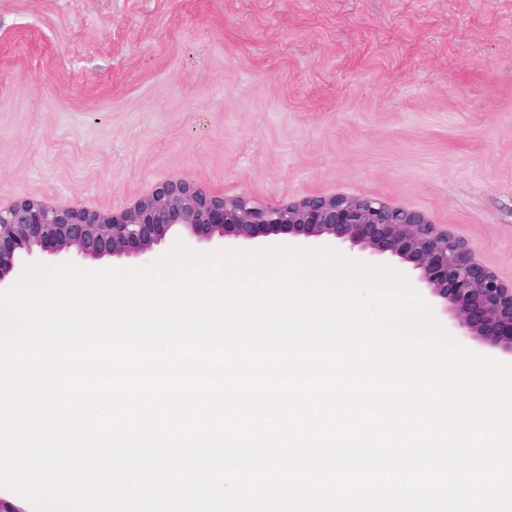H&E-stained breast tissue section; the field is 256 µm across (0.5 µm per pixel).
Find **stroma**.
Listing matches in <instances>:
<instances>
[{"label":"stroma","mask_w":512,"mask_h":512,"mask_svg":"<svg viewBox=\"0 0 512 512\" xmlns=\"http://www.w3.org/2000/svg\"><path fill=\"white\" fill-rule=\"evenodd\" d=\"M179 177L414 208L512 283V0H0V206Z\"/></svg>","instance_id":"obj_1"}]
</instances>
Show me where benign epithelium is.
Listing matches in <instances>:
<instances>
[{
    "label": "benign epithelium",
    "instance_id": "1",
    "mask_svg": "<svg viewBox=\"0 0 512 512\" xmlns=\"http://www.w3.org/2000/svg\"><path fill=\"white\" fill-rule=\"evenodd\" d=\"M172 231L198 242L228 232L251 240L288 231L331 236L369 255L389 252L411 263L429 293L445 300L460 335L485 336L493 327V345L512 354V286L424 213L371 196L314 195L263 204L244 194L212 195L177 178L116 213L23 199L0 206V289L31 259L143 257Z\"/></svg>",
    "mask_w": 512,
    "mask_h": 512
}]
</instances>
